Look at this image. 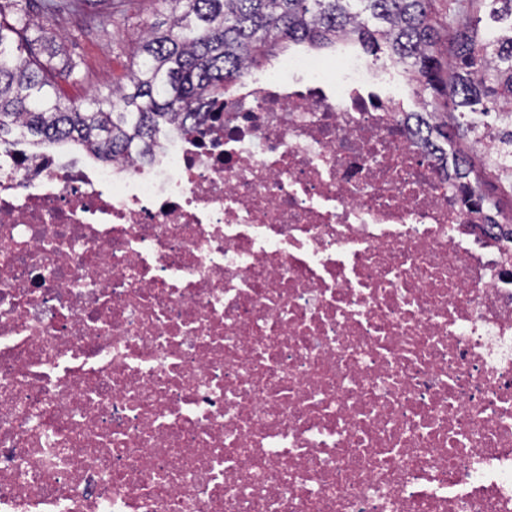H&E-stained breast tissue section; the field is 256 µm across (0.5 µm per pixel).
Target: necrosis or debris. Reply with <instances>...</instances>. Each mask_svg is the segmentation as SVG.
I'll return each mask as SVG.
<instances>
[{
	"instance_id": "necrosis-or-debris-1",
	"label": "necrosis or debris",
	"mask_w": 512,
	"mask_h": 512,
	"mask_svg": "<svg viewBox=\"0 0 512 512\" xmlns=\"http://www.w3.org/2000/svg\"><path fill=\"white\" fill-rule=\"evenodd\" d=\"M393 79L0 153V512H512V257Z\"/></svg>"
}]
</instances>
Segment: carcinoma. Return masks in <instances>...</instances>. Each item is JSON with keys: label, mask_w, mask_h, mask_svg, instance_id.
<instances>
[{"label": "carcinoma", "mask_w": 512, "mask_h": 512, "mask_svg": "<svg viewBox=\"0 0 512 512\" xmlns=\"http://www.w3.org/2000/svg\"><path fill=\"white\" fill-rule=\"evenodd\" d=\"M137 0H112L111 18L125 20ZM167 20L145 17L127 73L106 94L84 102L60 95L56 75L42 59L54 35L30 15L26 0L0 2V145L67 140L103 161L145 152L162 127L198 125L204 100L224 96L243 67L262 68L290 44L325 48L358 43L374 57L387 55L434 117L438 137L497 145L491 166L512 175V0H469L468 15L443 28L433 0H156ZM80 0H44L45 11L79 12ZM490 6L495 26L480 27ZM450 38L452 67L438 45ZM459 178L480 173L452 153Z\"/></svg>", "instance_id": "1"}]
</instances>
